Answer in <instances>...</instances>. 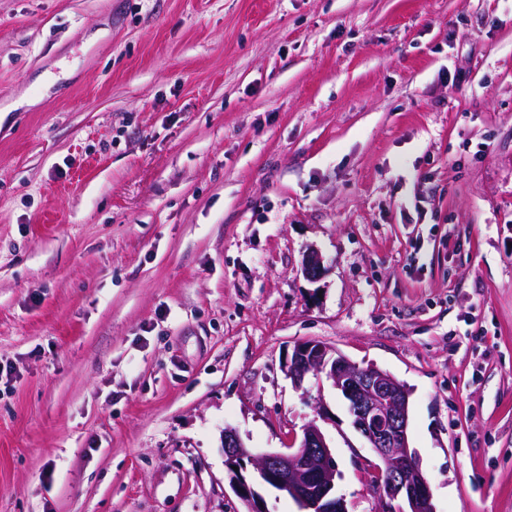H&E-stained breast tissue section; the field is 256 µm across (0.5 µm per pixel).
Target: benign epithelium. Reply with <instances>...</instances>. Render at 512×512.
Instances as JSON below:
<instances>
[{
	"label": "benign epithelium",
	"mask_w": 512,
	"mask_h": 512,
	"mask_svg": "<svg viewBox=\"0 0 512 512\" xmlns=\"http://www.w3.org/2000/svg\"><path fill=\"white\" fill-rule=\"evenodd\" d=\"M302 269L307 278L319 279L324 271L322 255L309 251L303 256ZM285 370L297 386L308 374L323 373L347 400L353 427L380 460L372 468L382 512H435L430 485L409 446L410 391L404 384L384 370L362 367L316 341L296 344ZM224 456L230 484L246 512H262L260 497L243 475L249 465L263 483L287 493L299 512H346L343 498L335 492L336 461L314 422L303 428L291 451L260 455L252 454L238 433L227 428Z\"/></svg>",
	"instance_id": "1"
}]
</instances>
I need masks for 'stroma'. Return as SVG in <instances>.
I'll return each instance as SVG.
<instances>
[{
    "label": "stroma",
    "mask_w": 512,
    "mask_h": 512,
    "mask_svg": "<svg viewBox=\"0 0 512 512\" xmlns=\"http://www.w3.org/2000/svg\"><path fill=\"white\" fill-rule=\"evenodd\" d=\"M305 341L512 512V0H0V512H244L225 429L312 421L379 512Z\"/></svg>",
    "instance_id": "stroma-1"
}]
</instances>
